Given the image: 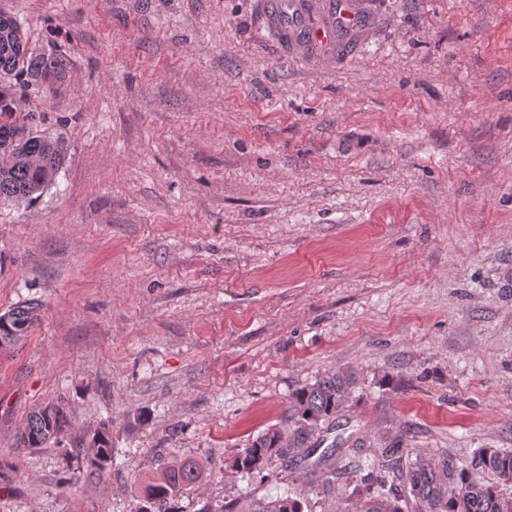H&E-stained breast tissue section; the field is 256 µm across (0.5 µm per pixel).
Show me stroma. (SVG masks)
<instances>
[{
	"instance_id": "35a3bbf8",
	"label": "stroma",
	"mask_w": 512,
	"mask_h": 512,
	"mask_svg": "<svg viewBox=\"0 0 512 512\" xmlns=\"http://www.w3.org/2000/svg\"><path fill=\"white\" fill-rule=\"evenodd\" d=\"M337 58L296 55L263 0H0L63 72L19 107L63 136L30 204L0 203V512H139L160 457L202 512L303 486L227 460L288 396L353 369L324 446L512 449V0H356ZM64 401L61 443L23 449ZM112 424L103 476L64 449ZM40 305L25 302L0 315V351L15 349L28 337L39 319ZM70 416L61 405H47L30 412L19 438V447L42 448L51 440L65 435L70 427Z\"/></svg>"
}]
</instances>
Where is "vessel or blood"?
Masks as SVG:
<instances>
[{
  "mask_svg": "<svg viewBox=\"0 0 512 512\" xmlns=\"http://www.w3.org/2000/svg\"><path fill=\"white\" fill-rule=\"evenodd\" d=\"M361 22L353 0H336V14L325 24L313 23L304 0H271L267 11L270 28L282 33L300 32L308 45L333 49L340 31L353 29Z\"/></svg>",
  "mask_w": 512,
  "mask_h": 512,
  "instance_id": "vessel-or-blood-1",
  "label": "vessel or blood"
}]
</instances>
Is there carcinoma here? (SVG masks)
<instances>
[{"mask_svg": "<svg viewBox=\"0 0 512 512\" xmlns=\"http://www.w3.org/2000/svg\"><path fill=\"white\" fill-rule=\"evenodd\" d=\"M62 61L45 58L31 46L17 18L0 12V202H30L55 180L66 152L61 136L34 130L30 112L15 107L17 92L59 71ZM40 305L28 301L0 314V351L16 348L39 319ZM358 379L348 369L327 373L288 396L285 416L248 439L228 467L250 477L273 464L296 465L318 451L317 437L349 402ZM70 416L60 405L30 412L19 438L22 448H41L64 436ZM94 448L64 449L70 468L90 477L112 465L107 423L93 433ZM352 490L342 501L351 512H512V450L484 447L466 460H435L399 439L353 462ZM203 475L199 462L173 455L139 486L141 512H178L176 502ZM218 512H313L302 492L277 496L244 495L224 502Z\"/></svg>", "mask_w": 512, "mask_h": 512, "instance_id": "carcinoma-1", "label": "carcinoma"}]
</instances>
